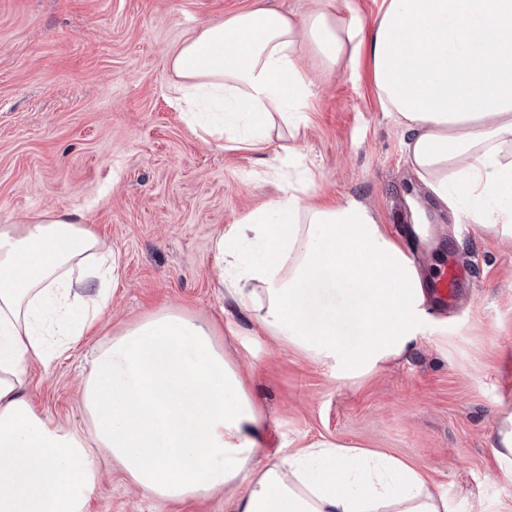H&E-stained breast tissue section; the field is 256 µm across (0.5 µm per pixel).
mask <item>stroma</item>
<instances>
[{
	"mask_svg": "<svg viewBox=\"0 0 512 512\" xmlns=\"http://www.w3.org/2000/svg\"><path fill=\"white\" fill-rule=\"evenodd\" d=\"M372 23L384 0H0V225L77 214L119 260L110 301L79 340L28 382L52 425L90 433L79 403L96 351L126 327L176 309L215 326L224 354L264 411L262 448L306 438L384 451L429 469L449 512H512L496 468L497 416L512 409V243L438 208L411 173L406 136L379 101L368 63L313 81L286 140L234 147L189 126L171 55L201 28L256 8H314ZM283 173L306 171L318 203L355 200L401 242L424 282L466 264L458 305L428 306L425 334L400 359L356 379L284 348L217 283L214 243L267 208ZM88 512H231L224 495L162 501L102 463Z\"/></svg>",
	"mask_w": 512,
	"mask_h": 512,
	"instance_id": "1",
	"label": "stroma"
}]
</instances>
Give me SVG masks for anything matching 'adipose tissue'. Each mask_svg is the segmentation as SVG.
I'll return each instance as SVG.
<instances>
[{
    "mask_svg": "<svg viewBox=\"0 0 512 512\" xmlns=\"http://www.w3.org/2000/svg\"><path fill=\"white\" fill-rule=\"evenodd\" d=\"M306 49L329 73L368 54L418 180L453 213L512 238V0H384L370 26L324 9L237 13L172 54L189 125L249 145L297 126L311 96ZM310 195V179L288 184L222 231L218 283L283 345L360 376L415 347L426 289L368 207ZM117 269L75 215L0 226V512H87L103 458L151 496L224 492L232 512H448L428 470L387 453L313 440L262 459V409L215 329L176 310L95 354L82 394L92 439L50 427L26 391L27 364L49 362L52 328L83 335ZM322 289L342 306L319 307Z\"/></svg>",
    "mask_w": 512,
    "mask_h": 512,
    "instance_id": "ef3b65f1",
    "label": "adipose tissue"
}]
</instances>
